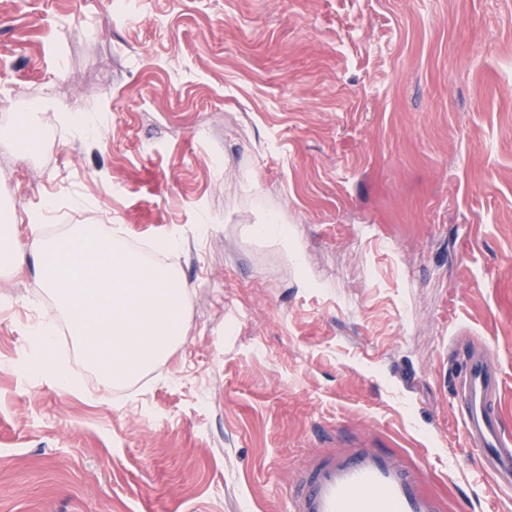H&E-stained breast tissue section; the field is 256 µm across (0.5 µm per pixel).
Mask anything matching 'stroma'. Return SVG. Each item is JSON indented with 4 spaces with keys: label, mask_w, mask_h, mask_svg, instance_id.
<instances>
[{
    "label": "stroma",
    "mask_w": 512,
    "mask_h": 512,
    "mask_svg": "<svg viewBox=\"0 0 512 512\" xmlns=\"http://www.w3.org/2000/svg\"><path fill=\"white\" fill-rule=\"evenodd\" d=\"M106 115L73 138L55 105ZM0 219L171 231L168 359L100 396L17 366L51 305L0 273V512H289L335 438L401 451L451 512H512L461 445L459 337L512 436V0H0ZM278 216L296 246L254 235ZM33 138L32 128L25 123L0 128V144H8L18 149L30 145Z\"/></svg>",
    "instance_id": "35a3bbf8"
}]
</instances>
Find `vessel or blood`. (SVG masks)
I'll return each mask as SVG.
<instances>
[{
	"label": "vessel or blood",
	"instance_id": "b4317fda",
	"mask_svg": "<svg viewBox=\"0 0 512 512\" xmlns=\"http://www.w3.org/2000/svg\"><path fill=\"white\" fill-rule=\"evenodd\" d=\"M500 380L490 357L469 351L455 398L462 428L482 467L512 484V441L500 430ZM289 512H442L403 457L360 442L315 455L296 475Z\"/></svg>",
	"mask_w": 512,
	"mask_h": 512
}]
</instances>
